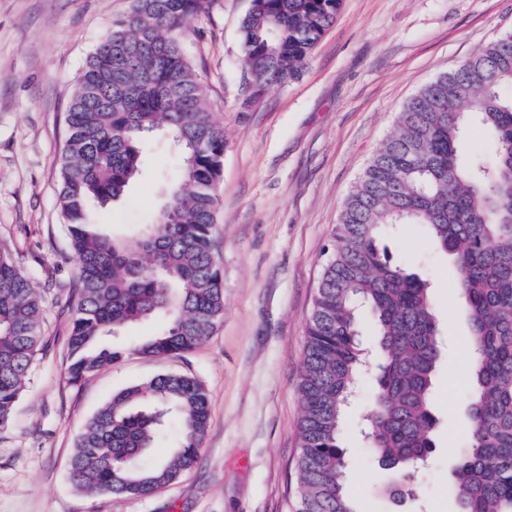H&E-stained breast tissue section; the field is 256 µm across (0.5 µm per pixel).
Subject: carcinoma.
<instances>
[{
	"instance_id": "obj_1",
	"label": "carcinoma",
	"mask_w": 512,
	"mask_h": 512,
	"mask_svg": "<svg viewBox=\"0 0 512 512\" xmlns=\"http://www.w3.org/2000/svg\"><path fill=\"white\" fill-rule=\"evenodd\" d=\"M341 0H256L241 20V69L258 100L295 79L333 24ZM211 0H133L131 11L89 55L71 97L61 156L63 223L79 262L69 333V379L78 384L122 352L101 337L162 316L164 331L135 346L164 356L200 346L224 316L216 251V188L225 138L181 42L184 20ZM512 39L491 42L411 98L348 194L334 246L307 320L297 427L298 512H357L347 494L342 416L364 365L361 312L379 340L374 406L365 428L373 457L393 471L402 497L435 443L434 376L441 330L430 286L391 263L385 228L420 224L461 273L469 325L468 432L450 473L454 512H512ZM478 122L490 160L465 155L466 125ZM167 133L181 151L148 235L112 238L89 202L107 205L141 171L145 137ZM42 303L29 276L0 249V428L8 426L41 346ZM201 382L161 374L128 387L87 422L70 479L88 497H148L199 456L209 425ZM180 428L170 456H143L169 422Z\"/></svg>"
}]
</instances>
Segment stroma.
Returning <instances> with one entry per match:
<instances>
[{
    "label": "stroma",
    "mask_w": 512,
    "mask_h": 512,
    "mask_svg": "<svg viewBox=\"0 0 512 512\" xmlns=\"http://www.w3.org/2000/svg\"><path fill=\"white\" fill-rule=\"evenodd\" d=\"M132 0H0V245L37 288L44 349L12 422L0 429V512H296L298 385L306 323L343 202L423 86L512 32V0H342L301 76L243 109L239 24L250 0H212L184 24L192 62L226 146L216 234L224 317L197 349L135 353L161 332L154 318L109 336L123 356L85 381L67 375L71 309L79 275L58 188L66 112L96 45ZM139 178L125 196L93 207L112 236L134 240L157 214L181 154L147 139ZM391 261L429 280L444 339L434 380L439 425L420 499L395 503L378 489L389 475L358 428L375 375L364 369L345 409L347 489L358 512H453L448 466L467 432L465 341L459 272L422 226L382 237ZM164 373L205 387L210 409L197 462L148 498L88 497L69 478L77 437L121 390Z\"/></svg>",
    "instance_id": "1"
}]
</instances>
